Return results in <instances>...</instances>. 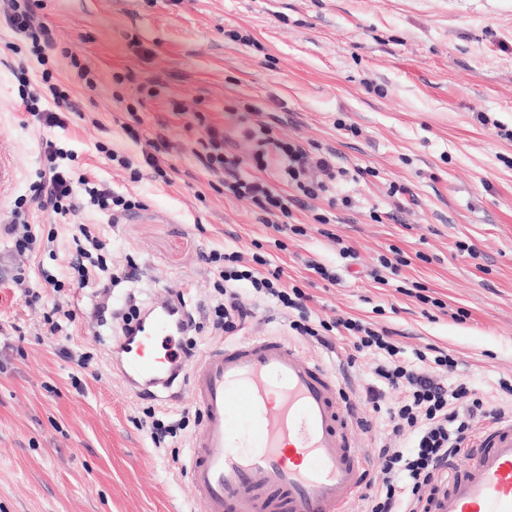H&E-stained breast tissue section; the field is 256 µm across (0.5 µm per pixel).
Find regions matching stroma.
<instances>
[{"instance_id": "stroma-1", "label": "stroma", "mask_w": 512, "mask_h": 512, "mask_svg": "<svg viewBox=\"0 0 512 512\" xmlns=\"http://www.w3.org/2000/svg\"><path fill=\"white\" fill-rule=\"evenodd\" d=\"M40 16L56 38L42 63L0 14V154L17 171L0 195V225L23 198L29 222L55 236L33 256L0 238V512H205L182 474L201 412L184 393L134 395L110 353L130 301L159 305L179 294L203 326L199 351L221 342L211 327L219 295L204 260L213 250L248 257L262 243L284 281L308 294L312 317L390 327L409 360L430 346L449 350L456 364L444 383H466L512 410L498 385L512 379V140L496 134L512 130V0H43ZM74 54L93 87L78 78ZM46 69L77 106L63 129L39 125L21 100L24 84L39 85ZM129 72L133 81L116 83ZM151 86L158 96L143 98ZM178 103L223 124L245 158L255 149L240 136L252 106L277 116L275 137L332 147L349 172L336 195L350 202L335 211L334 238L306 211L297 214L305 235L277 234L249 200L212 189ZM130 104L144 136L167 125L176 146L171 184L148 174L130 182L97 151L102 143L137 154L123 131ZM49 139L143 209L114 226L82 204L64 223L38 210L30 186ZM358 166L369 175L355 176ZM392 183L411 196L389 198ZM77 224L94 228L114 266L130 272L109 293L70 280ZM344 245L354 258L341 256ZM392 246L407 264L374 283L369 272ZM310 260L335 270L337 282L309 270ZM41 266L64 284L46 300L73 311L68 335H40L27 286L14 281L17 269L31 277ZM415 283L439 306L410 296ZM241 298L255 312L249 334L288 335L287 310L246 289ZM460 309L466 319L454 320ZM300 346L335 368L361 396L359 416L373 418L363 395L377 355L338 340ZM68 350L88 353L91 364L77 367ZM155 418L184 428L155 446Z\"/></svg>"}]
</instances>
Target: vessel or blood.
I'll return each instance as SVG.
<instances>
[{
    "label": "vessel or blood",
    "instance_id": "vessel-or-blood-1",
    "mask_svg": "<svg viewBox=\"0 0 512 512\" xmlns=\"http://www.w3.org/2000/svg\"><path fill=\"white\" fill-rule=\"evenodd\" d=\"M189 329L171 299L145 310L112 353L132 391L169 392L179 380L202 412L185 467L195 499L207 512H350L367 469L335 372L277 334L192 359L159 353ZM466 451L428 512H512V417L475 433Z\"/></svg>",
    "mask_w": 512,
    "mask_h": 512
}]
</instances>
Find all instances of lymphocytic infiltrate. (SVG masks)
Returning <instances> with one entry per match:
<instances>
[{
    "mask_svg": "<svg viewBox=\"0 0 512 512\" xmlns=\"http://www.w3.org/2000/svg\"><path fill=\"white\" fill-rule=\"evenodd\" d=\"M39 7V0H6L5 19L11 31L30 41L33 53L40 57L54 49L55 39L41 20ZM46 91L52 96L54 110L43 111L37 106ZM23 100L39 124L50 128L66 127L68 118L64 110L69 105L68 96L53 84L50 73H43L40 87L29 90ZM187 126L200 127L205 132L204 137L198 138L194 152L203 172L217 178L226 196L250 200L261 223L279 231L286 229L302 234L301 225L294 222L296 210L301 209L310 212L314 223L330 224V216L320 212L316 203L324 200L330 208L338 205L336 185L347 172L337 167L334 151L314 153L303 146L276 139L271 125L263 124L259 129L243 131L244 138L258 143L250 160L246 161L228 150L223 127L211 123L205 112H193ZM144 141L138 160L114 151L109 152V160L128 171L130 182L140 181L147 169L155 178L169 182L172 144L166 133L156 132L154 137ZM75 161L74 153L60 147L56 141L43 143L42 167L32 185V200L38 209L63 220L74 212V200L82 195L89 207L116 222L140 208L137 198L117 193L101 182L77 174ZM77 231L84 243L76 247L70 267L77 272L80 284L92 283L109 290L119 281L120 273L107 266L103 255L105 241L94 235L88 225H78ZM253 260L255 266L249 269L241 267L237 253L213 250L207 255V264L218 275L214 286L221 297L214 308V328L231 336L251 318L252 311L238 292L239 282L246 281L256 294L296 311V319L289 324L294 335L324 344L334 337L357 352H382L385 360L374 369L378 383L367 389L366 398L376 406L383 398V387L404 390L403 401L387 409L380 428L389 435L410 439L411 445L406 449H383L381 473L369 481L358 498V507L360 512H424L426 502L442 484L449 461L462 457L461 449L472 432L471 413H481L491 420L503 416V408L473 396L466 384L450 388L435 378V371L455 363L447 351L437 350L431 358L419 354V363L414 366L400 359V348L388 328L344 317L312 319L302 289L286 285L280 269H269V261L264 256L254 255Z\"/></svg>",
    "mask_w": 512,
    "mask_h": 512,
    "instance_id": "lymphocytic-infiltrate-1",
    "label": "lymphocytic infiltrate"
}]
</instances>
